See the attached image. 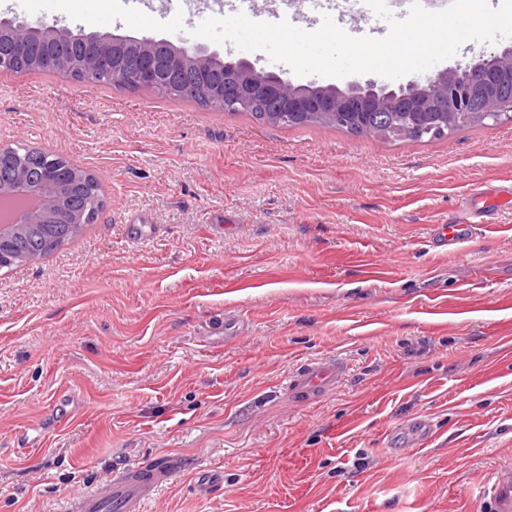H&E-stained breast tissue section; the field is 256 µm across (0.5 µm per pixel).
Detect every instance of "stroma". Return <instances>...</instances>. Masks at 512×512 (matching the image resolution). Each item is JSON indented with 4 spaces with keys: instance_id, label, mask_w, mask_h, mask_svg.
<instances>
[{
    "instance_id": "1",
    "label": "stroma",
    "mask_w": 512,
    "mask_h": 512,
    "mask_svg": "<svg viewBox=\"0 0 512 512\" xmlns=\"http://www.w3.org/2000/svg\"><path fill=\"white\" fill-rule=\"evenodd\" d=\"M0 0V18L189 40L211 0ZM227 62L297 85L263 51ZM98 174L73 241L0 272V512H60L118 466L181 469L145 512H483L512 460V121L423 141L281 127L244 112L59 75L0 73V147ZM134 216L155 224L133 241ZM439 224L473 237L441 246ZM240 336L214 330L225 318ZM340 357L314 403L281 384ZM430 418L398 456L387 435ZM222 486L195 487L198 469Z\"/></svg>"
}]
</instances>
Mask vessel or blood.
Returning a JSON list of instances; mask_svg holds the SVG:
<instances>
[{
	"label": "vessel or blood",
	"instance_id": "b4317fda",
	"mask_svg": "<svg viewBox=\"0 0 512 512\" xmlns=\"http://www.w3.org/2000/svg\"><path fill=\"white\" fill-rule=\"evenodd\" d=\"M347 377L338 358H316L302 364L288 378L290 400L308 403L332 393ZM435 435L432 422L415 419L405 430L392 433L390 446L401 451L410 443H427ZM173 467L131 465L113 471L111 478L89 489L79 488L66 499L62 512H143L144 504L168 482ZM484 512H512V462L500 463L480 490Z\"/></svg>",
	"mask_w": 512,
	"mask_h": 512
}]
</instances>
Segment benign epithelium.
I'll return each mask as SVG.
<instances>
[{"label": "benign epithelium", "instance_id": "obj_1", "mask_svg": "<svg viewBox=\"0 0 512 512\" xmlns=\"http://www.w3.org/2000/svg\"><path fill=\"white\" fill-rule=\"evenodd\" d=\"M71 37V30L55 23L0 18V72L41 70L62 77L82 74L132 89L188 96L194 91L174 85L172 75L182 70L204 73L223 62L217 53L199 44L176 45L167 39L110 33L81 36L82 49L76 56H60L48 50L69 42ZM228 67L234 70L233 83H205L200 88L211 105L225 112L247 107L264 112L271 103L273 111L285 121L298 112H406L411 120L429 112H483L492 119L512 115V95L506 92L512 86L511 47L397 88L375 81H355L343 90L333 85H296L279 74L257 69L248 60ZM72 175L97 182L96 205L89 209L85 220L87 224L95 223L106 206L101 179L68 158L63 164L49 159L36 183L19 171L12 186L0 184V198L20 204L12 219L0 226V237L13 224L54 222L61 202L53 195V188Z\"/></svg>", "mask_w": 512, "mask_h": 512}]
</instances>
